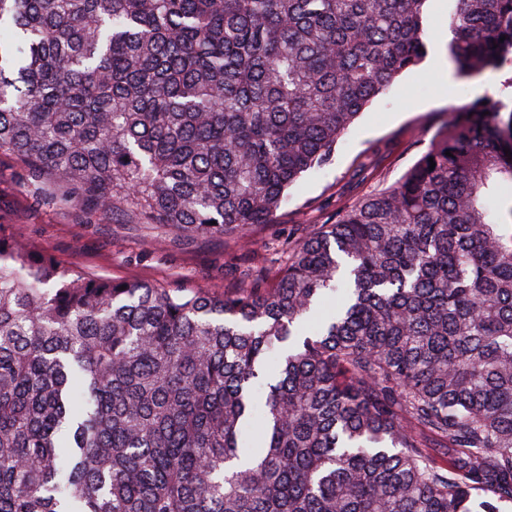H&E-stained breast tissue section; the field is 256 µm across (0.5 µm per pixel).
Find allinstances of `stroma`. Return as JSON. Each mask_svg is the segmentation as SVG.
<instances>
[{
	"label": "stroma",
	"instance_id": "1",
	"mask_svg": "<svg viewBox=\"0 0 512 512\" xmlns=\"http://www.w3.org/2000/svg\"><path fill=\"white\" fill-rule=\"evenodd\" d=\"M512 69L474 79L447 75L433 60L401 75L357 119L322 170L288 191L276 223L255 227L247 241L168 235L154 224H126L115 215L86 217L40 203L20 167L0 154V224L15 225L23 243L51 253L70 270L220 293L237 284V269L275 261L276 241L329 222L341 207L395 183L424 153L446 111L498 94Z\"/></svg>",
	"mask_w": 512,
	"mask_h": 512
}]
</instances>
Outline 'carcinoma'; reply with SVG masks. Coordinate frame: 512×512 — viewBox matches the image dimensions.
<instances>
[{
	"instance_id": "obj_1",
	"label": "carcinoma",
	"mask_w": 512,
	"mask_h": 512,
	"mask_svg": "<svg viewBox=\"0 0 512 512\" xmlns=\"http://www.w3.org/2000/svg\"><path fill=\"white\" fill-rule=\"evenodd\" d=\"M427 2L0 0V154L60 206L237 239L426 59ZM449 2L457 73L512 67V0ZM506 148L502 98L449 111L222 294L76 274L0 224V512H507Z\"/></svg>"
}]
</instances>
